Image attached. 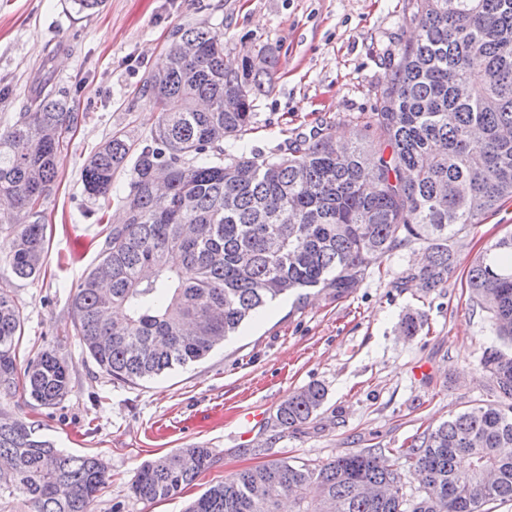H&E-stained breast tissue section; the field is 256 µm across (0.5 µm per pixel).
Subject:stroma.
I'll list each match as a JSON object with an SVG mask.
<instances>
[{
  "label": "stroma",
  "mask_w": 512,
  "mask_h": 512,
  "mask_svg": "<svg viewBox=\"0 0 512 512\" xmlns=\"http://www.w3.org/2000/svg\"><path fill=\"white\" fill-rule=\"evenodd\" d=\"M415 0H105L96 12L72 0H0V129L13 124L43 74L64 86L88 118L60 154L45 204L50 246L37 280L13 279L24 319L19 362L50 350L69 367L71 390L40 406L18 393L0 411L35 423L55 447L97 457L108 471L94 512H184L210 486L270 460L317 466L363 448H383L407 502L424 494L415 461L399 455L413 435L449 416L495 402L479 366L496 346L482 312L472 310L466 273L489 244L512 232V199L454 240L457 266L429 292L400 287L424 253L416 242L373 263L358 288L337 299L311 293L305 303H270L199 363L135 385L112 380L73 330L76 282L106 235L81 168L112 134L142 146L158 113L138 90L178 27L206 23L224 38V59L240 67L259 47L279 65L274 90L255 103L257 122L244 138L266 156L317 127L336 139L371 143L397 53L408 41ZM420 313L417 335L400 331ZM319 383L327 399L316 419L285 432L272 425L297 388ZM254 421H246V413ZM192 445L209 448L210 467L179 495L139 500L131 483L144 462Z\"/></svg>",
  "instance_id": "stroma-1"
}]
</instances>
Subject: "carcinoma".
Listing matches in <instances>:
<instances>
[{
	"mask_svg": "<svg viewBox=\"0 0 512 512\" xmlns=\"http://www.w3.org/2000/svg\"><path fill=\"white\" fill-rule=\"evenodd\" d=\"M412 40L399 52L373 113L379 158L337 143L321 129L266 157L238 142L256 123L257 99L272 92L278 57L224 66V39L204 23L180 27L140 91L159 111L138 149L114 134L82 165L84 191L110 206L112 178L130 168L118 197L124 220L107 228L96 263L71 299L73 326L98 367L136 384L204 359L266 304L309 292L340 299L383 255L417 241L427 262L404 277L431 291L456 267L450 245L512 198V0H417ZM484 78L471 81L474 67ZM87 114L61 88H41L31 109L0 130V197L12 210L6 262L35 279L49 250L44 203L59 154ZM472 307L486 313L505 350L480 365L508 403L477 405L397 452L417 459L425 496L406 506L400 476L363 448L314 468L272 461L240 471L197 497L186 512H487L512 502V234L492 242L466 277ZM0 278V396L17 390L44 407L70 392L66 363L45 350L18 371L23 318ZM327 397L313 383L281 403L274 427L312 421ZM469 458V467L456 460ZM0 459L13 471L0 497L27 512H92L107 480L101 461L64 453L26 421L0 415ZM207 448H180L140 466L135 497L164 500L211 465Z\"/></svg>",
	"mask_w": 512,
	"mask_h": 512,
	"instance_id": "carcinoma-1",
	"label": "carcinoma"
}]
</instances>
